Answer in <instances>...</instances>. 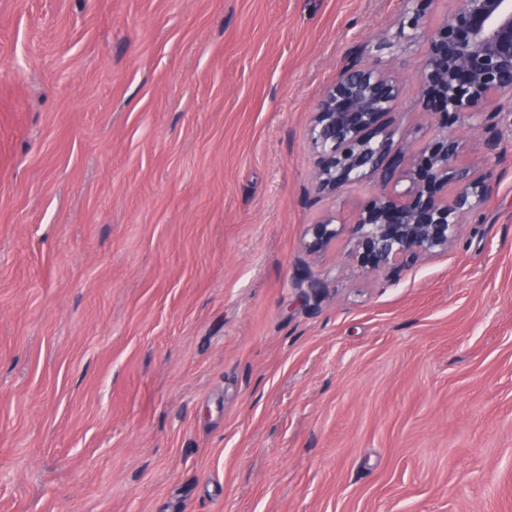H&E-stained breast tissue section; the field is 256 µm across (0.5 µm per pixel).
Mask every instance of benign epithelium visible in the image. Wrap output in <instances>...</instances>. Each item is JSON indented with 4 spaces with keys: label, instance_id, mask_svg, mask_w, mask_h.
I'll list each match as a JSON object with an SVG mask.
<instances>
[{
    "label": "benign epithelium",
    "instance_id": "1",
    "mask_svg": "<svg viewBox=\"0 0 512 512\" xmlns=\"http://www.w3.org/2000/svg\"><path fill=\"white\" fill-rule=\"evenodd\" d=\"M413 4L402 25L424 27L421 4ZM457 6L427 32L428 50L419 73V102L440 121V133L416 149L397 136L392 118L399 76L357 58L326 88L314 112L309 140L316 153L313 179L333 194L369 172L385 185L405 184L363 205L352 224L350 266L364 275L393 278L401 270L448 251L491 193L490 173L462 169L460 142L452 121L485 122L501 99L512 103V0H456ZM341 226L327 216L307 226L304 247L320 254Z\"/></svg>",
    "mask_w": 512,
    "mask_h": 512
}]
</instances>
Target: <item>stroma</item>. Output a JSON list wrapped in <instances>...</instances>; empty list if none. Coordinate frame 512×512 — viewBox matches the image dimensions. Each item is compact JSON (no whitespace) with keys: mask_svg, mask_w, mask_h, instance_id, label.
<instances>
[{"mask_svg":"<svg viewBox=\"0 0 512 512\" xmlns=\"http://www.w3.org/2000/svg\"><path fill=\"white\" fill-rule=\"evenodd\" d=\"M405 8L0 0V512H512V112L459 128L493 188L447 253L303 247L380 190L312 182L353 54L439 131ZM335 216H327L315 224H309L305 232L304 247L311 254H320L336 240L341 226L335 224Z\"/></svg>","mask_w":512,"mask_h":512,"instance_id":"obj_1","label":"stroma"}]
</instances>
